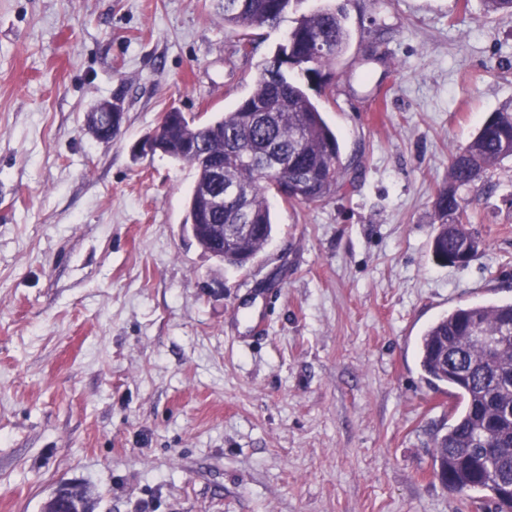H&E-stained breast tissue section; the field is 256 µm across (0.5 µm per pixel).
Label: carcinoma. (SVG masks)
<instances>
[{
	"mask_svg": "<svg viewBox=\"0 0 512 512\" xmlns=\"http://www.w3.org/2000/svg\"><path fill=\"white\" fill-rule=\"evenodd\" d=\"M304 0H224V26L240 31L244 53L253 46L250 30L275 28ZM488 17L512 15V0H482ZM342 5L301 15L288 32L291 48L280 44L260 65L251 91L230 112L199 122L184 112H171L166 136L176 145L224 157V180L239 195L224 200V210L198 206L191 190L184 224L198 225L196 239L211 224H231L236 211L249 210L250 231L244 244L224 248V265L243 268L272 236L269 196L275 183L265 170L280 165L288 178L308 184V204L329 201L344 186L345 166L337 134L322 116L307 89L329 83L324 71L342 63L351 41ZM288 54V65L277 66ZM512 158V105L492 113L462 149L451 151L448 181L433 200L431 252L443 264L475 237L469 202L463 192L492 176ZM512 301L457 307L430 324L418 344L420 366L428 382L448 386L453 399L448 431L435 438L433 470L448 480V492L467 496L486 492L495 512H512V433L499 427L512 410Z\"/></svg>",
	"mask_w": 512,
	"mask_h": 512,
	"instance_id": "carcinoma-1",
	"label": "carcinoma"
}]
</instances>
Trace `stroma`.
I'll list each match as a JSON object with an SVG mask.
<instances>
[{"label": "stroma", "mask_w": 512, "mask_h": 512, "mask_svg": "<svg viewBox=\"0 0 512 512\" xmlns=\"http://www.w3.org/2000/svg\"><path fill=\"white\" fill-rule=\"evenodd\" d=\"M329 1L353 34L320 101L345 186L271 197L236 269L182 231L193 169L132 146L170 107L231 111L292 19L247 56L224 0H0V512L64 482L94 512H467L432 473L448 392L416 342L512 299L511 159L467 193L475 257L430 251L451 149L512 104V16ZM116 96L105 144L85 115Z\"/></svg>", "instance_id": "1"}]
</instances>
